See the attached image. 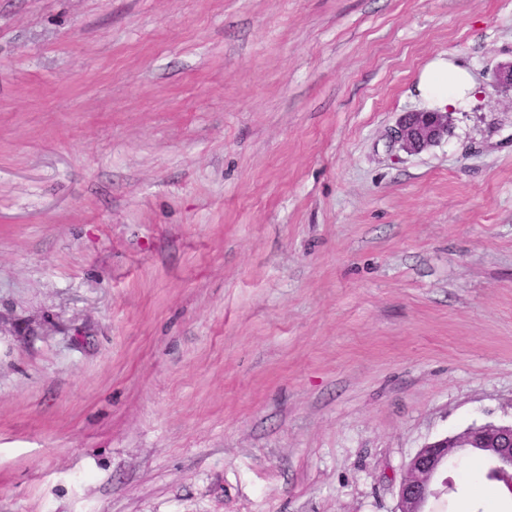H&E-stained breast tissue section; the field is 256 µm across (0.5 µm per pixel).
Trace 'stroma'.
<instances>
[{
	"label": "stroma",
	"mask_w": 512,
	"mask_h": 512,
	"mask_svg": "<svg viewBox=\"0 0 512 512\" xmlns=\"http://www.w3.org/2000/svg\"><path fill=\"white\" fill-rule=\"evenodd\" d=\"M509 61L512 0H0V512H397L512 422ZM418 89L429 108L436 111L410 112L399 122L395 138L407 153L422 151L447 135L446 110L466 108L477 91L468 71L441 55L422 70ZM457 448H482L509 464L510 472L504 474L503 479L512 490V422L470 427L427 444L412 457L400 486L397 512H423L427 499L433 494L430 479Z\"/></svg>",
	"instance_id": "obj_1"
}]
</instances>
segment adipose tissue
<instances>
[{
    "mask_svg": "<svg viewBox=\"0 0 512 512\" xmlns=\"http://www.w3.org/2000/svg\"><path fill=\"white\" fill-rule=\"evenodd\" d=\"M418 89L429 108L440 112L466 108L476 94L468 71L441 55L422 70Z\"/></svg>",
    "mask_w": 512,
    "mask_h": 512,
    "instance_id": "1",
    "label": "adipose tissue"
}]
</instances>
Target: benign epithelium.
Here are the masks:
<instances>
[{
    "instance_id": "7a95c632",
    "label": "benign epithelium",
    "mask_w": 512,
    "mask_h": 512,
    "mask_svg": "<svg viewBox=\"0 0 512 512\" xmlns=\"http://www.w3.org/2000/svg\"><path fill=\"white\" fill-rule=\"evenodd\" d=\"M449 112H410L395 130L402 149L417 153L448 134ZM457 448H481L512 467V423L467 428L421 448L410 460L399 490L397 512H423L433 494L430 479Z\"/></svg>"
}]
</instances>
